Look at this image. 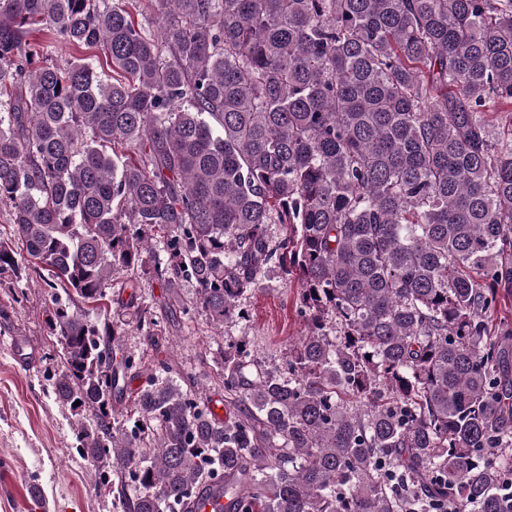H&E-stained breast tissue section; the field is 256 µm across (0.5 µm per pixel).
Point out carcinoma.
<instances>
[{"instance_id":"1","label":"carcinoma","mask_w":512,"mask_h":512,"mask_svg":"<svg viewBox=\"0 0 512 512\" xmlns=\"http://www.w3.org/2000/svg\"><path fill=\"white\" fill-rule=\"evenodd\" d=\"M155 6L0 0V283L48 272L76 453L119 512H512V0ZM274 263L307 331L282 371L213 353L226 416L118 344L113 271L221 329ZM56 55L58 56L59 62H61L62 64L69 60L72 61L74 57L87 58L89 62H92L97 66L99 62L100 65H103L106 71H108L104 55L102 51L97 48L75 50V48L72 46H69L65 43L57 42Z\"/></svg>"}]
</instances>
